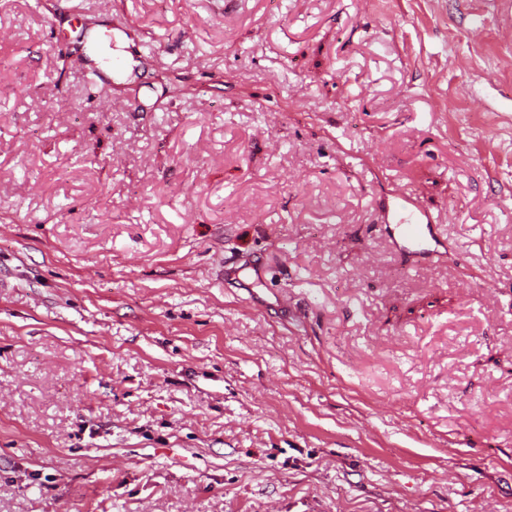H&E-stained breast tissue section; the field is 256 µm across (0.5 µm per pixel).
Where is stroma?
Returning a JSON list of instances; mask_svg holds the SVG:
<instances>
[{"instance_id": "obj_1", "label": "stroma", "mask_w": 512, "mask_h": 512, "mask_svg": "<svg viewBox=\"0 0 512 512\" xmlns=\"http://www.w3.org/2000/svg\"><path fill=\"white\" fill-rule=\"evenodd\" d=\"M86 19L146 46L96 98ZM503 37L493 0H0V512H512ZM393 220L405 243V250L416 254L434 252L439 239L435 220L421 205L418 197L405 193L394 195Z\"/></svg>"}]
</instances>
